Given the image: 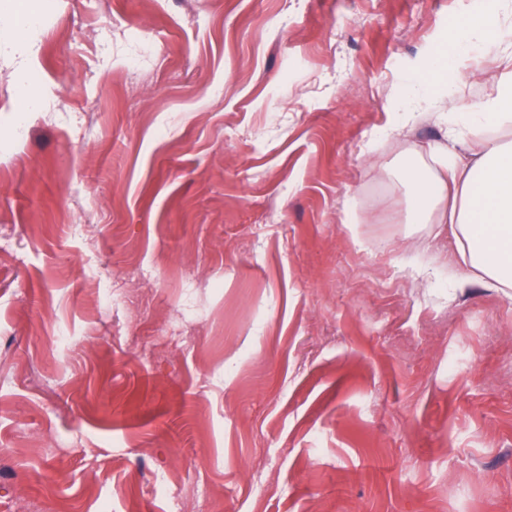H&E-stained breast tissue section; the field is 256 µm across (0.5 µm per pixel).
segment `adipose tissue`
<instances>
[{
	"label": "adipose tissue",
	"instance_id": "1",
	"mask_svg": "<svg viewBox=\"0 0 512 512\" xmlns=\"http://www.w3.org/2000/svg\"><path fill=\"white\" fill-rule=\"evenodd\" d=\"M504 0H483L448 40L459 50L487 45L512 46V26L499 20ZM55 6V0H0V23L12 32L11 46L33 53L31 34ZM457 77L446 50L435 52L401 85L396 101L399 126L418 113L440 109L443 99L454 105L446 115V143L431 147L437 171H412V208L416 214L440 213L451 232L462 234L460 261L474 280L492 288H512V150L489 134L490 127L512 124V69L499 78L491 94L473 103H455ZM474 139L471 155L454 153L461 132Z\"/></svg>",
	"mask_w": 512,
	"mask_h": 512
}]
</instances>
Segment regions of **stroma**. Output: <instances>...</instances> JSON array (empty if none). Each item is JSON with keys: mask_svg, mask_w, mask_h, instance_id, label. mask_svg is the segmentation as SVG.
Segmentation results:
<instances>
[{"mask_svg": "<svg viewBox=\"0 0 512 512\" xmlns=\"http://www.w3.org/2000/svg\"><path fill=\"white\" fill-rule=\"evenodd\" d=\"M473 9L58 0L0 54V512H512V298L411 209L441 112L391 128Z\"/></svg>", "mask_w": 512, "mask_h": 512, "instance_id": "1", "label": "stroma"}]
</instances>
